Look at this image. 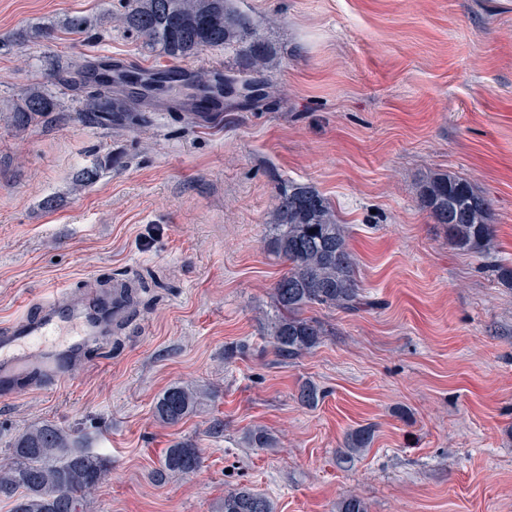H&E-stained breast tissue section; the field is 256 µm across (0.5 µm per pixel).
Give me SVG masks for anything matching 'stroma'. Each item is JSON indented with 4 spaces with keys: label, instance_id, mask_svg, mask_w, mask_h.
Segmentation results:
<instances>
[{
    "label": "stroma",
    "instance_id": "35a3bbf8",
    "mask_svg": "<svg viewBox=\"0 0 512 512\" xmlns=\"http://www.w3.org/2000/svg\"><path fill=\"white\" fill-rule=\"evenodd\" d=\"M124 3L0 0V325L59 288L137 283L124 329L66 384L0 399V457L35 423L80 431L112 462L90 512H216L241 486L277 512H336L350 494L368 512H512V285L420 204L433 174L468 181L512 260V0H232L276 53L262 108L93 124L71 61L167 63L119 24ZM75 14L93 20L79 36ZM33 87L60 118L20 131ZM290 182L329 199L373 306L312 310L326 336L284 361L266 325L285 266L264 240ZM307 381L313 408L295 398ZM174 384L212 395L169 426L155 404ZM256 426L273 447L247 443ZM367 426L344 462L345 434ZM186 439L202 469L154 482Z\"/></svg>",
    "mask_w": 512,
    "mask_h": 512
}]
</instances>
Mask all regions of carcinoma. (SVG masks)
<instances>
[{"label": "carcinoma", "mask_w": 512, "mask_h": 512, "mask_svg": "<svg viewBox=\"0 0 512 512\" xmlns=\"http://www.w3.org/2000/svg\"><path fill=\"white\" fill-rule=\"evenodd\" d=\"M119 22L148 44L159 46L171 59H186L204 48L231 49L236 69L257 75L252 82H240L228 70L193 75L172 66L143 79L155 83V90L165 97L196 102L224 96L231 106L258 108L269 94L271 85L265 73L271 49L249 16L232 7L230 0H127ZM93 65L89 60L77 65L95 88L85 118L92 123L144 120L140 107L147 96L119 95L114 88L135 73L117 66L102 77ZM57 109L52 95L33 88L14 107L13 122L25 129L51 120ZM421 204L434 223L446 227L448 240L457 250L493 260L501 276L512 281V266L496 256L497 227L490 221V201L470 183L449 173L435 175L423 186ZM267 252L286 264L273 288L275 314L267 327L282 359L304 356L326 336L318 320L305 316L308 310L319 307L358 313L371 306L355 276L345 227L328 198L316 189L290 182L278 190L270 213ZM208 395L204 388L173 385L158 399L155 413L163 423L177 425ZM319 399L314 384L299 385L301 405L313 408ZM372 438L367 428L348 433L344 458L364 452ZM202 464L194 443L177 441L165 450L156 478L194 474ZM110 470L111 462L86 448L76 432L51 423L33 424L13 439L7 455L0 458V498L11 501L10 512H88L89 497ZM336 509L367 512L366 503L356 495L343 498ZM275 510L268 496L248 487L228 491L220 505V512Z\"/></svg>", "instance_id": "cac0c4a2"}]
</instances>
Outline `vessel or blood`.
<instances>
[{
	"mask_svg": "<svg viewBox=\"0 0 512 512\" xmlns=\"http://www.w3.org/2000/svg\"><path fill=\"white\" fill-rule=\"evenodd\" d=\"M126 286L117 280L108 292L52 299L35 314L0 328V398L69 380L86 349L123 324Z\"/></svg>",
	"mask_w": 512,
	"mask_h": 512,
	"instance_id": "b4317fda",
	"label": "vessel or blood"
}]
</instances>
